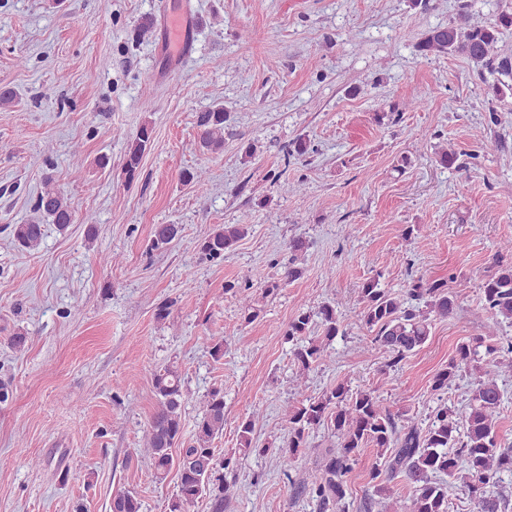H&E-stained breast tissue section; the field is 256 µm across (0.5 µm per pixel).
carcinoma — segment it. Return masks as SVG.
Wrapping results in <instances>:
<instances>
[{"label": "carcinoma", "instance_id": "cac0c4a2", "mask_svg": "<svg viewBox=\"0 0 512 512\" xmlns=\"http://www.w3.org/2000/svg\"><path fill=\"white\" fill-rule=\"evenodd\" d=\"M512 26V14L501 13L494 22L483 26L466 24V14L459 22L428 30L419 41L418 51L427 55H461L478 68L512 75V57L497 53L499 28ZM228 121L224 107L215 105L197 113L196 127L202 147L218 151L224 147V127ZM152 128L142 125L128 144L124 172L132 181L140 175L143 154L150 143ZM35 211L39 218L27 224H15L12 236L25 251L39 248L45 233L44 223L61 231L73 223V209L67 198L46 180L37 196ZM178 224L156 225L151 249L168 248L181 235ZM247 229L240 224H217L199 241V253L209 261H222L243 239ZM306 248L305 241L294 237L288 241V262L280 278L264 282V293L275 294L283 285L303 275L297 261ZM463 288L465 284L450 280L411 278L404 294L394 295L376 279L359 288L361 323L371 335L372 344L397 365L407 355L420 349L429 339L433 322L456 315V293L448 282ZM248 288L237 282L224 283V293L240 296L251 322L259 309L250 304ZM481 299L496 324L512 327V265L499 269L482 285ZM321 335L311 336L312 325ZM336 307L324 303L313 312L304 309L296 314L283 332L293 343L294 363L304 373L327 360V349L340 333ZM504 337L496 334L477 336L460 342L448 364L432 380V390L442 392L462 372H475L472 397L460 412L443 405L422 429L403 411L393 412L382 406L372 390H352L339 383L317 397L307 396L288 408V435L280 449V472L289 476L297 457L312 450L310 433L325 426L336 438V447L325 451L316 473L296 487L315 512H348L346 476L363 448L377 449L379 462L369 470V482L376 492L387 494L390 483L402 478L409 489L403 512H448L449 492L460 483L468 492L477 512H507L509 500L494 491L504 475L512 476V448L504 447L498 435V414L502 393L496 368L502 350L512 353V343L502 346ZM153 392L156 407L145 437V447L155 478L163 481L170 473L177 476L178 491L168 501L166 512H190L199 500L212 501L215 512H224L230 486L224 471L232 458L220 455L213 441L224 432V391L210 390L195 425L192 443L178 448L182 435L184 408L183 379L173 366L154 374ZM254 422L246 419L238 425L239 447L250 453L253 448ZM111 512H141L137 493L121 490L112 496Z\"/></svg>", "mask_w": 512, "mask_h": 512}]
</instances>
